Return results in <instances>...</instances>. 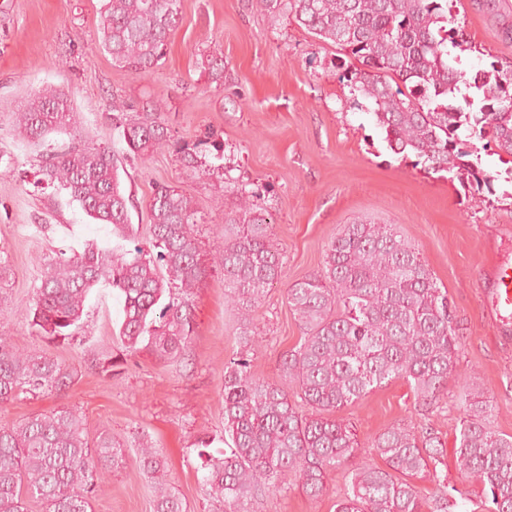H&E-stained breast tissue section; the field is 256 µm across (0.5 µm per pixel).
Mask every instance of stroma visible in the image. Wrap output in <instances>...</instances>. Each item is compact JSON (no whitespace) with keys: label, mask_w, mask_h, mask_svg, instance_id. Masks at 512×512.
<instances>
[{"label":"stroma","mask_w":512,"mask_h":512,"mask_svg":"<svg viewBox=\"0 0 512 512\" xmlns=\"http://www.w3.org/2000/svg\"><path fill=\"white\" fill-rule=\"evenodd\" d=\"M100 0H0V153L19 163L0 173V240L9 248L11 276L0 289V336L19 349L40 350L75 370L64 391L0 406V426L69 405L80 409L89 438L104 432L126 446L123 468L111 473L91 502L92 512H153L152 481L137 463L136 445L146 440L162 454L163 478L188 512H213L197 472L192 443L224 424V364L239 351L237 324L227 311L224 275L210 268L191 299L194 333L177 362L148 351L130 355L121 373L99 369L103 351L120 353L116 338L119 305L111 290L91 293L79 339L57 347L32 335L22 307L44 271L43 259L63 237L58 227L74 224L85 238L110 235L78 207L54 205L37 187L36 151L14 130L10 113L35 89H63L79 114L76 135L88 145L112 141L105 112L113 106L159 101L175 139L213 136L224 144L227 177L200 179L182 168L173 150L145 163L124 162L121 176L134 207L136 243L150 249L147 203L157 185L172 183L193 196L206 217L201 250L211 256L224 234V211L235 196L226 178L260 195L272 217L270 230L282 249L283 274L256 308L257 343L250 352L255 374L280 382L279 360L300 338L288 308V285L321 267L328 243L344 225L363 221L394 224L418 245L457 317L461 350L458 370L476 373L490 398L491 424L512 435V315L494 313L488 301L489 274L512 264V176L497 156L483 155L486 169L499 172L494 194L476 201L448 179L413 167L388 150L367 108L349 101L336 68V50L286 15L261 10L256 0H182V19L166 57L154 72L138 77L115 67L99 45ZM452 13L475 51L460 55L468 75L496 61L512 65V0H455ZM224 58V84L214 87L199 66L201 55ZM40 224L56 232L40 233ZM461 390L449 383L440 414L414 408L407 384L398 380L339 411L351 422L362 448L386 427L403 423L435 431L447 452L435 473L412 477L423 496L446 479L461 504L473 512L481 487L461 475L454 453L463 414ZM345 471L328 477L321 499L294 488L261 499L256 512H335Z\"/></svg>","instance_id":"35a3bbf8"}]
</instances>
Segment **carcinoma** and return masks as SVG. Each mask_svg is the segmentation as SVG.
<instances>
[{
    "label": "carcinoma",
    "instance_id": "1",
    "mask_svg": "<svg viewBox=\"0 0 512 512\" xmlns=\"http://www.w3.org/2000/svg\"><path fill=\"white\" fill-rule=\"evenodd\" d=\"M450 0H257L285 14L336 49L341 79L352 101L370 103L387 148L415 158L414 166L448 174L471 195L492 192L498 175L484 169L479 151L512 157V69L492 63L472 79L451 64L460 48ZM101 48L113 65L135 75L153 72L165 57L181 17V0H101ZM210 83L224 85L223 57L206 55ZM478 99L456 101L458 84ZM25 140L45 147L38 183L65 195L67 204L100 224L112 225L118 242L84 239L64 224L69 244L45 258V271L23 307L33 335L55 346L77 340L86 301L95 288L112 289L120 305L118 337L125 352L179 359L193 333L190 296L206 276L200 257L204 218L175 184L158 186L147 204L148 232L156 252L128 249L133 224L120 181V159L111 146L76 141L78 114L53 85L31 94L11 114ZM69 140L50 143L52 134ZM112 133L124 155L145 161L174 148L183 168L209 176L224 158L208 140L178 141L157 102L147 100L112 113ZM482 143L477 147L476 143ZM234 208L224 212V247L213 264L224 271L227 302L237 312L241 350L224 363V435L193 443L201 482L222 512H255L263 497L296 485L311 499L327 493L328 476L360 453L353 426L336 412L403 380L421 414L442 409L448 382L458 379L456 317L448 293L437 285L420 250L394 224H347L327 246L323 266L286 288L301 336L279 363L282 384L252 370L256 343L251 312L282 276L269 214L256 194L233 188ZM73 373L54 357L12 346L0 338V403L37 397L68 386ZM493 405L476 383L465 384L464 417L454 448L465 476L482 486L489 512H512V436L491 427ZM224 443L216 456L215 441ZM384 460L351 469L336 512H454L442 490L424 501L409 478L444 457L436 433L393 424L372 441ZM138 467L155 480L153 512H186L180 497L157 475L165 462L147 442L138 445ZM124 464V449L107 433L88 439L85 418L63 406L0 426V512H91L99 481Z\"/></svg>",
    "mask_w": 512,
    "mask_h": 512
}]
</instances>
